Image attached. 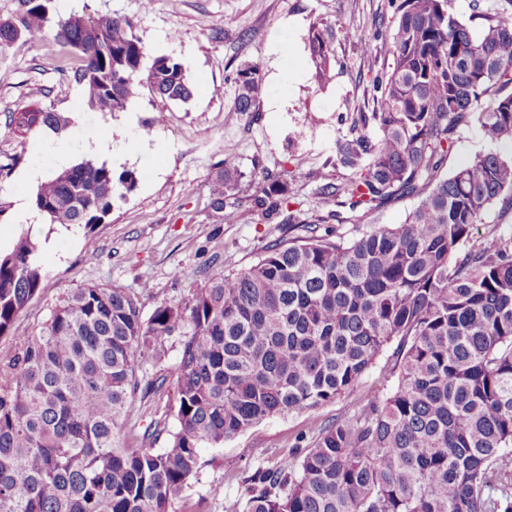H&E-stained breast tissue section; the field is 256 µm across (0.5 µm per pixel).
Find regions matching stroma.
<instances>
[{"label":"stroma","instance_id":"35a3bbf8","mask_svg":"<svg viewBox=\"0 0 512 512\" xmlns=\"http://www.w3.org/2000/svg\"><path fill=\"white\" fill-rule=\"evenodd\" d=\"M59 13H111L133 18L135 33L148 56L169 54L185 62L195 88L186 103L162 99L140 87L127 112H99L89 108L81 87L70 73L79 55L61 45L53 33L35 43L18 39L0 51V163L18 157L8 177L0 178V251L12 248L26 234L18 225L15 198H33L36 185L21 181L29 168L44 176L59 172L58 148H66L71 163L85 157L86 132L111 134L120 140L128 113L138 122L164 113L151 137L158 148L151 154L128 157L124 168L136 171L138 181L125 201L117 203L93 235L84 229L44 224L42 243L45 276L22 313L28 327L40 325L66 293L89 285L115 284L141 294L142 314L150 316L163 301L188 300L204 287L212 269L232 273L255 264L263 250L291 235L283 224L295 214L308 224L353 239L379 225L404 223L418 203L403 196L363 213L348 204L325 198L326 182L351 180L348 170H333L338 140L348 135L356 113L374 108L371 88L383 68L382 59L364 54L388 26L393 0H55ZM317 26L331 42L335 58L330 82L315 92L314 67L305 48L310 26ZM284 38L281 48L270 44L272 34ZM254 62L261 69L263 91L252 112L234 109L236 71ZM293 75L288 94H281L284 76ZM47 108L71 120L66 134L42 128L26 139L10 128L13 114L31 106ZM512 154V145H492L477 122L460 126L448 151L445 169L454 171L478 153ZM304 158L301 168L293 156ZM244 174L238 186L240 207L254 211L252 223H237L231 209L214 212L210 182L224 167ZM288 177L291 198L281 207L265 203L263 174ZM150 295H142L143 286ZM387 355L364 376L347 397L312 411L276 415L226 439L223 447L200 451L197 480L175 500V512H192L199 497L208 512H241L245 503L242 478L256 466H271L287 457L300 435L332 419L353 413L375 395H384L392 382L383 376ZM173 390L151 398L141 415L121 432L129 448L143 447V434L154 421L175 428L170 412Z\"/></svg>","mask_w":512,"mask_h":512}]
</instances>
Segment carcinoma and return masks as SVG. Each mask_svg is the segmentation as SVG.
I'll use <instances>...</instances> for the list:
<instances>
[{
    "label": "carcinoma",
    "mask_w": 512,
    "mask_h": 512,
    "mask_svg": "<svg viewBox=\"0 0 512 512\" xmlns=\"http://www.w3.org/2000/svg\"><path fill=\"white\" fill-rule=\"evenodd\" d=\"M451 4L398 0L376 109L352 117L336 144V166L354 178L321 186L353 209L415 196L404 223L351 241L301 224L255 265L212 271L191 299L164 301L146 320L140 295L91 285L34 329L21 313L42 281L39 245L26 234L0 253V338L14 342L0 355V512H174L200 449L342 399L394 342L392 390L249 471L243 512H512V486L500 479L512 465V235L474 239L495 202L512 205V156L479 153L442 173L473 116L488 141L512 140V18L483 13L476 33ZM49 30L82 57L73 79L99 112L126 111L144 82L168 101L193 97L186 64L148 57L129 17H64L52 0H19L0 19V49ZM308 50L323 90L334 50L314 26ZM235 83V111H252L258 64H242ZM69 124L43 109L16 120L22 134ZM242 178L216 174L214 211ZM264 179L266 194H290L286 181ZM135 184L134 172L85 159L43 182L33 206L89 234ZM175 333L184 340L173 381L140 380L137 360L161 361ZM170 384L176 429L157 421L144 433L154 442L168 432L167 447H124L137 400Z\"/></svg>",
    "instance_id": "carcinoma-1"
}]
</instances>
